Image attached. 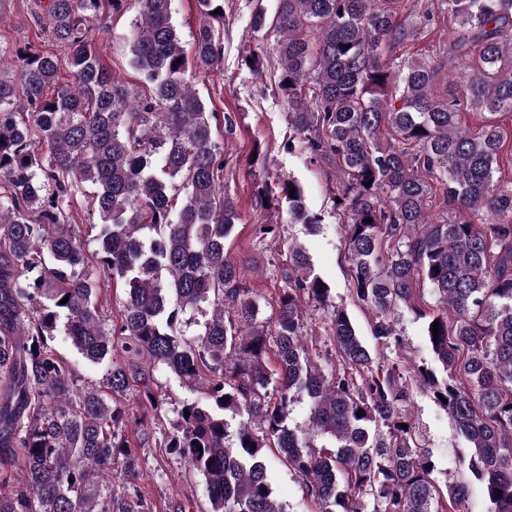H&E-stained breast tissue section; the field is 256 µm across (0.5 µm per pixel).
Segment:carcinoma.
<instances>
[{"instance_id":"obj_1","label":"carcinoma","mask_w":512,"mask_h":512,"mask_svg":"<svg viewBox=\"0 0 512 512\" xmlns=\"http://www.w3.org/2000/svg\"><path fill=\"white\" fill-rule=\"evenodd\" d=\"M126 3L47 0L69 84L59 82L55 55L25 47L16 67L0 61V459L21 455L19 471L0 468L1 485L18 484L0 493V512H141L127 489L141 471L132 420L112 403L130 378L115 365L103 383L77 384L51 347L57 336L92 364L109 361L122 336L124 352L190 389L202 384L173 410L160 446L203 477L208 512H285L272 498L273 448L319 512H440L435 465L412 437L415 387L448 399L440 406L470 444L461 466L490 512H512V179L495 177L499 127L473 134L460 125L464 107L512 114V0H446L458 28L442 63L461 96L441 100L437 67L395 66L379 52L428 13L400 21L401 0H278L288 149L297 140L336 169L333 205L373 336H395L394 311L424 283L442 305L427 334L439 323L430 346L445 377L423 366L412 385L397 362L374 367L296 245L282 263L277 307L261 317L245 265L225 249L240 215L217 185V115L188 81L172 0H137L130 63L147 92L113 79L91 43L103 5L117 13ZM199 4L193 61L206 72L223 57L224 0ZM471 56L480 66L461 70ZM430 175L445 186L448 215L437 221L425 209ZM85 183L95 187L97 265L126 288L113 325L69 218ZM256 199L267 211L287 205L296 223L322 222L292 178L260 181ZM309 304L323 311L342 361L328 374L304 340ZM299 399L309 408L305 431L288 424ZM318 436L330 443L317 445Z\"/></svg>"}]
</instances>
